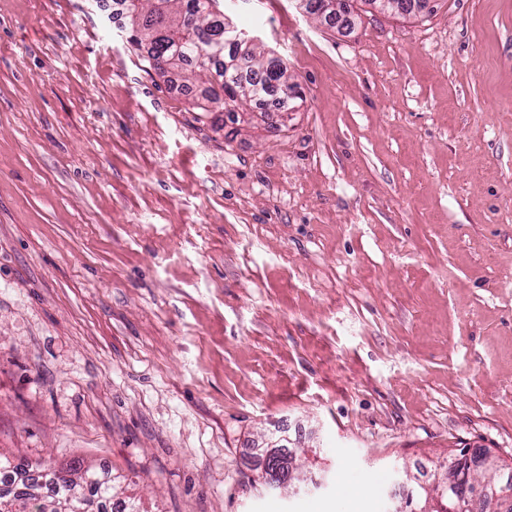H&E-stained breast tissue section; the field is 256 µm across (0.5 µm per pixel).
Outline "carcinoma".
Returning a JSON list of instances; mask_svg holds the SVG:
<instances>
[{"mask_svg":"<svg viewBox=\"0 0 512 512\" xmlns=\"http://www.w3.org/2000/svg\"><path fill=\"white\" fill-rule=\"evenodd\" d=\"M199 0H119L121 29L127 42L147 50L149 67L166 74L181 75L186 71L204 78L215 73L223 94L214 93L209 103L223 101L221 108L234 112L243 104L257 103L263 112H286L288 101L296 90L288 86L282 62L273 57L249 53L244 64L231 69L224 62L238 54V46L224 39V10L221 0H209V13L195 18ZM8 480L0 483L5 492L0 499L13 494L9 487L19 482L29 499L37 501L34 512H71V497L83 499L88 512H107V499L112 497V481L89 469L48 468L47 486L52 494L45 496L42 485L29 476V463L0 455V474Z\"/></svg>","mask_w":512,"mask_h":512,"instance_id":"1","label":"carcinoma"}]
</instances>
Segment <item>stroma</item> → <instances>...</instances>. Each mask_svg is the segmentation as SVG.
<instances>
[{
  "instance_id": "35a3bbf8",
  "label": "stroma",
  "mask_w": 512,
  "mask_h": 512,
  "mask_svg": "<svg viewBox=\"0 0 512 512\" xmlns=\"http://www.w3.org/2000/svg\"><path fill=\"white\" fill-rule=\"evenodd\" d=\"M114 8L0 0V454L142 512H393L401 466H512V0H224L296 86L252 125ZM270 434L316 488L261 484Z\"/></svg>"
}]
</instances>
